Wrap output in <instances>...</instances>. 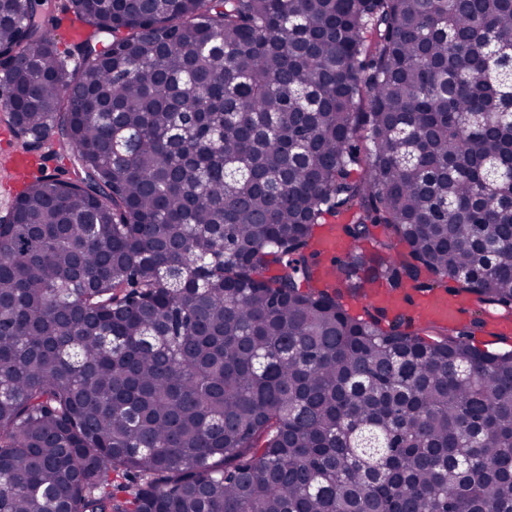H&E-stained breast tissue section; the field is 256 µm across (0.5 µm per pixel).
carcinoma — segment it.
I'll list each match as a JSON object with an SVG mask.
<instances>
[{
  "label": "carcinoma",
  "instance_id": "cac0c4a2",
  "mask_svg": "<svg viewBox=\"0 0 512 512\" xmlns=\"http://www.w3.org/2000/svg\"><path fill=\"white\" fill-rule=\"evenodd\" d=\"M0 50L75 157L0 224V512H512V350L341 302L512 308V0H0ZM316 247L323 251L330 261L343 259L350 249L349 243L341 235L336 234L334 227L326 237L316 243ZM381 287L387 288L384 281H378L371 286L369 297L351 296L346 293L342 299L344 305L352 315L365 316V311L373 304L372 292L378 288L374 294V300L386 305L392 311L400 312L411 318L417 326L426 323H455L461 322V325L471 323L475 318H483L486 313L504 314L503 309L488 308L477 302L474 296L468 294L455 295L461 299H472L475 306L468 318H464L469 308V302L459 300L447 291H433L426 295L417 297L413 303L406 300L404 295L390 293Z\"/></svg>",
  "mask_w": 512,
  "mask_h": 512
}]
</instances>
